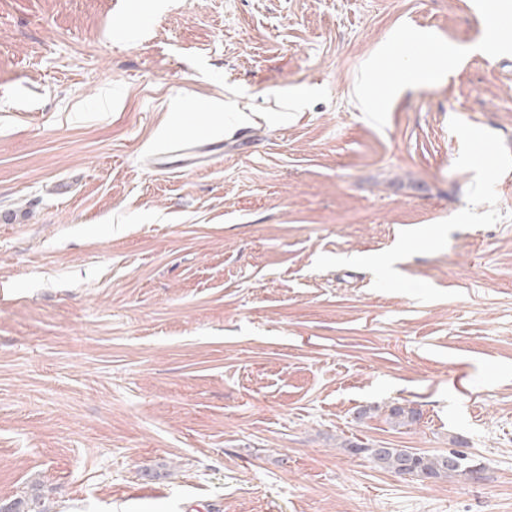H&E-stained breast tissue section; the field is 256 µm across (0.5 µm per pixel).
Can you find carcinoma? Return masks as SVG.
I'll return each mask as SVG.
<instances>
[{
	"instance_id": "1",
	"label": "carcinoma",
	"mask_w": 512,
	"mask_h": 512,
	"mask_svg": "<svg viewBox=\"0 0 512 512\" xmlns=\"http://www.w3.org/2000/svg\"><path fill=\"white\" fill-rule=\"evenodd\" d=\"M389 418L402 425L419 420V414L401 406L390 409ZM375 466L402 475L417 476L422 479L448 478L454 476L471 477L478 473L475 465L461 452L428 455L410 452L403 448H368Z\"/></svg>"
}]
</instances>
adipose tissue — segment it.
<instances>
[{
	"instance_id": "obj_1",
	"label": "adipose tissue",
	"mask_w": 512,
	"mask_h": 512,
	"mask_svg": "<svg viewBox=\"0 0 512 512\" xmlns=\"http://www.w3.org/2000/svg\"><path fill=\"white\" fill-rule=\"evenodd\" d=\"M511 11L512 0H480L479 17L482 26L493 31L495 38L490 42L481 41L475 44L476 52L490 55L512 46V33L500 24L501 19ZM406 42L419 51L416 61L408 66L393 60L397 48ZM387 61L391 62L392 67L383 85L374 90L364 84L358 89L366 111H387L392 102L404 93L426 88L446 79L457 65L458 55L450 51L447 44L434 33L403 26L389 33L371 63L376 66Z\"/></svg>"
}]
</instances>
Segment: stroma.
I'll return each mask as SVG.
<instances>
[{"label": "stroma", "instance_id": "stroma-1", "mask_svg": "<svg viewBox=\"0 0 512 512\" xmlns=\"http://www.w3.org/2000/svg\"><path fill=\"white\" fill-rule=\"evenodd\" d=\"M126 2L0 0V505L512 512V50L474 0ZM405 24L457 68L364 111ZM355 451L368 452L375 466L402 475L417 476L422 479L448 478L454 476L473 477L479 470L464 453L418 454L403 448H362Z\"/></svg>", "mask_w": 512, "mask_h": 512}]
</instances>
